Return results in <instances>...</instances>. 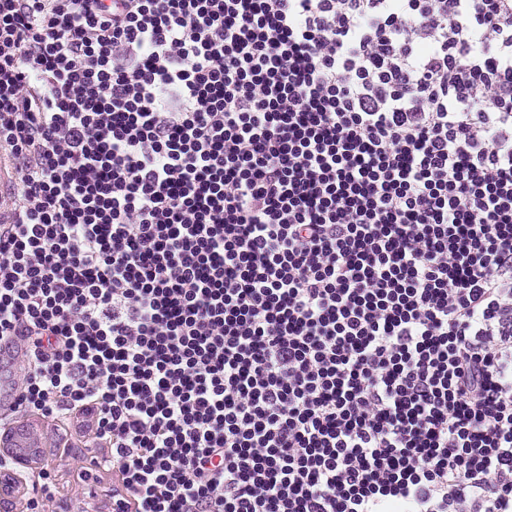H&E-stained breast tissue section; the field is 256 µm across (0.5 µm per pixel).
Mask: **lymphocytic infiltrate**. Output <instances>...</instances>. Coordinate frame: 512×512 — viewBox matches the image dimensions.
<instances>
[{"instance_id":"obj_1","label":"lymphocytic infiltrate","mask_w":512,"mask_h":512,"mask_svg":"<svg viewBox=\"0 0 512 512\" xmlns=\"http://www.w3.org/2000/svg\"><path fill=\"white\" fill-rule=\"evenodd\" d=\"M9 408L112 512H512V0H0Z\"/></svg>"}]
</instances>
